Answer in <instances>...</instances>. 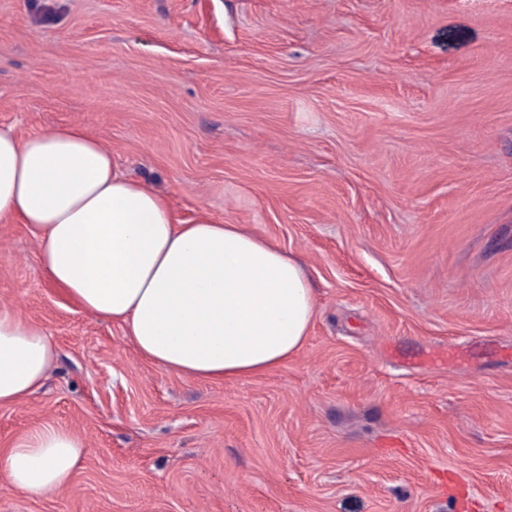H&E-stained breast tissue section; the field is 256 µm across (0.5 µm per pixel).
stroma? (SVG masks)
Listing matches in <instances>:
<instances>
[{
	"mask_svg": "<svg viewBox=\"0 0 512 512\" xmlns=\"http://www.w3.org/2000/svg\"><path fill=\"white\" fill-rule=\"evenodd\" d=\"M69 124L301 260L317 313L192 381L0 224V306L58 351L0 448H86L40 497L0 474V512H512V0H0V126Z\"/></svg>",
	"mask_w": 512,
	"mask_h": 512,
	"instance_id": "1",
	"label": "stroma"
}]
</instances>
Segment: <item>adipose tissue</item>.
Segmentation results:
<instances>
[{"mask_svg":"<svg viewBox=\"0 0 512 512\" xmlns=\"http://www.w3.org/2000/svg\"><path fill=\"white\" fill-rule=\"evenodd\" d=\"M15 222L37 232L56 287L122 325L143 357L191 380L278 367L316 315L299 260L237 224L179 222L164 196L79 126L24 138L0 127V223ZM56 357L46 332L0 306V405L34 394ZM84 453L73 433L47 427L0 450V473L42 496L71 481Z\"/></svg>","mask_w":512,"mask_h":512,"instance_id":"1","label":"adipose tissue"}]
</instances>
